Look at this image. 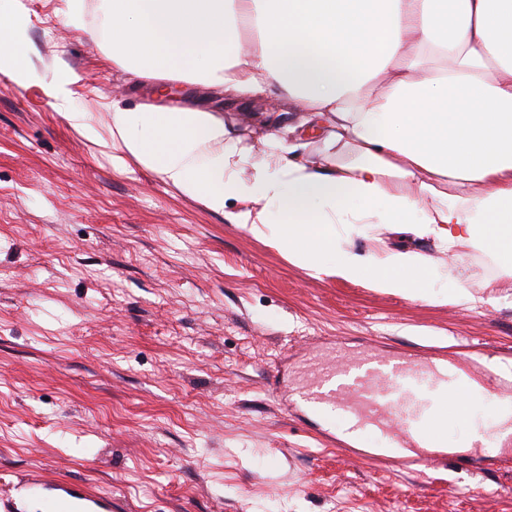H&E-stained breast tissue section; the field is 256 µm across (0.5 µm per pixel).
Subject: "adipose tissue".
Here are the masks:
<instances>
[{"instance_id":"ef3b65f1","label":"adipose tissue","mask_w":512,"mask_h":512,"mask_svg":"<svg viewBox=\"0 0 512 512\" xmlns=\"http://www.w3.org/2000/svg\"><path fill=\"white\" fill-rule=\"evenodd\" d=\"M101 9L102 38L124 71L232 100L276 85L302 119L263 115L269 134L256 151L205 101L116 105L105 142L89 113L71 110L73 75L57 63L56 108L88 141L121 150L318 279L436 305L472 299L455 268L419 250L347 249L337 211L352 205L451 252L481 243L512 272V0H102ZM16 14L0 12V71L20 83L36 49ZM411 43L431 45L447 66L406 73ZM301 124L320 134L324 155L347 145L351 160L309 162Z\"/></svg>"}]
</instances>
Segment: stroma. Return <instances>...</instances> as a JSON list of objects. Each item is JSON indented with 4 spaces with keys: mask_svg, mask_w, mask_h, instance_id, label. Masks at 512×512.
<instances>
[{
    "mask_svg": "<svg viewBox=\"0 0 512 512\" xmlns=\"http://www.w3.org/2000/svg\"><path fill=\"white\" fill-rule=\"evenodd\" d=\"M37 73H0V485L30 471L111 492L116 512H512V445L423 448L424 472L373 464V433L306 412L297 383L365 351L474 372L512 399V273L472 246L418 248L458 269L474 300L434 305L337 278L278 250L87 141L49 95L105 131L113 102H150L65 0H21ZM262 112L299 122L281 89L228 106L260 148Z\"/></svg>",
    "mask_w": 512,
    "mask_h": 512,
    "instance_id": "35a3bbf8",
    "label": "stroma"
}]
</instances>
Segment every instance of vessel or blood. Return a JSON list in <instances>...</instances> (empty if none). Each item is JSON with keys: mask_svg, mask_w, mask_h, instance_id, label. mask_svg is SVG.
<instances>
[{"mask_svg": "<svg viewBox=\"0 0 512 512\" xmlns=\"http://www.w3.org/2000/svg\"><path fill=\"white\" fill-rule=\"evenodd\" d=\"M451 390L468 395L475 409L497 400L494 390L474 386L460 374H442L424 361L373 353L317 369L300 398L320 418L339 415L351 430L379 433L388 447L440 448L445 441L436 421L463 420L456 407L441 401ZM27 497L38 499L43 512H112L111 493H96L39 472L0 491V512H21L19 505Z\"/></svg>", "mask_w": 512, "mask_h": 512, "instance_id": "b4317fda", "label": "vessel or blood"}]
</instances>
